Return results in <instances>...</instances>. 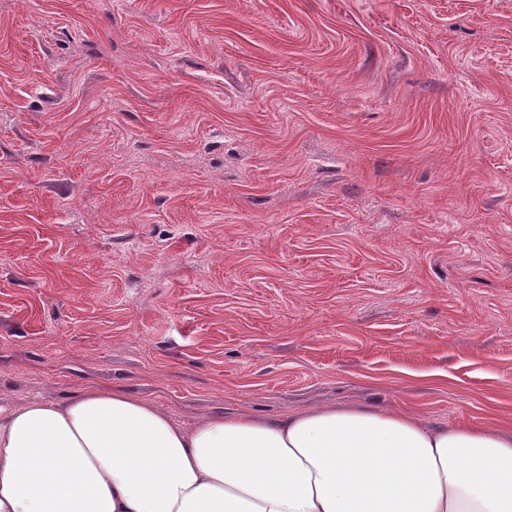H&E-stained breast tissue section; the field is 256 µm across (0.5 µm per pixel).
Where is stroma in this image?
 Listing matches in <instances>:
<instances>
[{"label":"stroma","mask_w":512,"mask_h":512,"mask_svg":"<svg viewBox=\"0 0 512 512\" xmlns=\"http://www.w3.org/2000/svg\"><path fill=\"white\" fill-rule=\"evenodd\" d=\"M512 425V0H0V407Z\"/></svg>","instance_id":"1"}]
</instances>
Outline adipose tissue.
Here are the masks:
<instances>
[{
  "instance_id": "obj_1",
  "label": "adipose tissue",
  "mask_w": 512,
  "mask_h": 512,
  "mask_svg": "<svg viewBox=\"0 0 512 512\" xmlns=\"http://www.w3.org/2000/svg\"><path fill=\"white\" fill-rule=\"evenodd\" d=\"M0 512H512V428L316 408L185 424L117 391L0 409Z\"/></svg>"
}]
</instances>
